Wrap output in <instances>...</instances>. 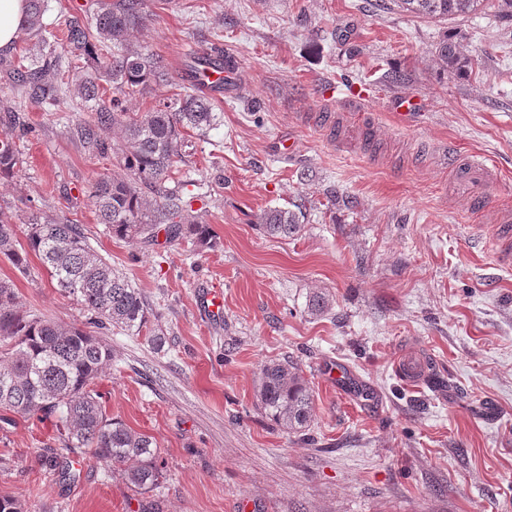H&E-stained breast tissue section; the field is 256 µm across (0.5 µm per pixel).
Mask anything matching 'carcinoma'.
I'll list each match as a JSON object with an SVG mask.
<instances>
[{
	"mask_svg": "<svg viewBox=\"0 0 512 512\" xmlns=\"http://www.w3.org/2000/svg\"><path fill=\"white\" fill-rule=\"evenodd\" d=\"M48 0H27L22 31L38 35L45 29ZM486 0H388L386 8L417 18L446 22L465 18ZM148 20L144 0H98L93 25L66 22L61 52L44 61L18 64L6 70L5 84L26 91L48 110L64 103L63 87L85 103L88 119L73 128V137L93 158L109 155L116 171L99 174L87 199L99 223L120 240L151 239L162 228L171 241L188 240L199 248L217 241L209 225L189 214V203L168 187L179 164L191 156L190 132L213 128L214 99L191 86L159 99L145 112H129L127 98L152 84L169 81L160 60L130 41ZM440 68L465 77L477 64L455 35H445L435 48ZM220 62L231 63L224 51L195 58L186 76ZM110 87H104V83ZM0 177H11L21 163L15 139L36 132L12 108L0 116ZM117 135L114 150L103 137ZM301 212L270 207L256 215L262 233L292 237L301 231ZM34 254L56 288L73 298L101 328L140 333L148 322L142 293L126 276L97 254L74 221L31 212L26 247L17 248L11 219L0 212V257L19 272ZM0 408L52 421L65 448H88L97 460L126 467L128 482L138 490H152L163 476L160 453L151 437L136 433L109 417L96 390V379L112 363V349L101 338L42 315L20 309L10 280H0ZM259 396L266 415L290 432H301L312 420L313 395L301 368L291 362H271L260 369Z\"/></svg>",
	"mask_w": 512,
	"mask_h": 512,
	"instance_id": "1",
	"label": "carcinoma"
}]
</instances>
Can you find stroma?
Returning <instances> with one entry per match:
<instances>
[{
  "mask_svg": "<svg viewBox=\"0 0 512 512\" xmlns=\"http://www.w3.org/2000/svg\"><path fill=\"white\" fill-rule=\"evenodd\" d=\"M147 5L135 42L169 73L216 48L237 61L236 94L173 181L217 248L112 237L87 200L112 162L70 137L81 99L47 112L6 88L0 100L38 130L0 179L17 242L30 209L74 220L145 296L149 329L98 330L37 258L24 273L0 259V278L24 308L107 341V414L154 439L163 479L139 491L122 468L61 447L52 422L0 409V496L27 512H512V265L485 247L512 206V22L491 5L446 25L376 0ZM96 8L48 0L42 37H20L11 57L59 52L66 21ZM448 29L475 74L440 75ZM403 97L418 104L405 117ZM330 110L349 111L346 131L320 121ZM449 145L497 168L482 201L451 179ZM297 204L298 234L256 229L263 209ZM214 287L224 306L207 315ZM407 352L426 362L420 385L395 370ZM284 359L313 394L302 434L266 418L258 396L261 366Z\"/></svg>",
  "mask_w": 512,
  "mask_h": 512,
  "instance_id": "1",
  "label": "stroma"
}]
</instances>
